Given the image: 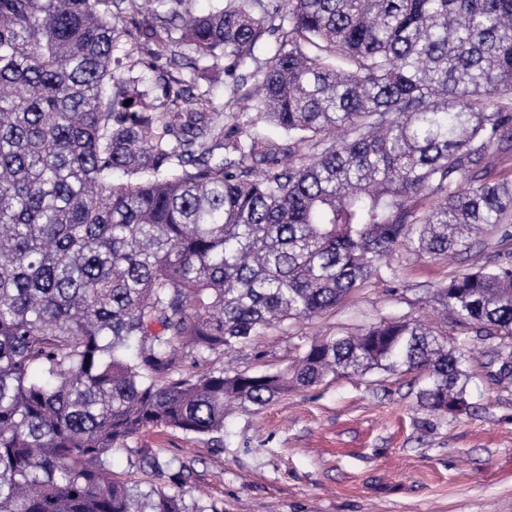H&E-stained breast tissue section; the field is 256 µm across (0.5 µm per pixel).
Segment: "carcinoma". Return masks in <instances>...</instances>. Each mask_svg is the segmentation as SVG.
Masks as SVG:
<instances>
[{
    "mask_svg": "<svg viewBox=\"0 0 512 512\" xmlns=\"http://www.w3.org/2000/svg\"><path fill=\"white\" fill-rule=\"evenodd\" d=\"M144 2L0 0V512H217L113 476L109 452L148 427L221 434L226 406L330 375L417 371L421 406L470 408L465 351L407 317L276 372L180 367L396 277L397 250L512 240V179L483 176L512 148V0H274V33L263 0ZM116 17L129 69L164 56L192 74L159 75L157 105L112 68ZM265 42L223 103L197 91L207 63L243 70ZM241 104L288 149L224 125ZM435 300L477 336H511L512 264L470 267ZM488 368L512 384L511 357Z\"/></svg>",
    "mask_w": 512,
    "mask_h": 512,
    "instance_id": "carcinoma-1",
    "label": "carcinoma"
}]
</instances>
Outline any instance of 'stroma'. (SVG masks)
<instances>
[{"mask_svg":"<svg viewBox=\"0 0 512 512\" xmlns=\"http://www.w3.org/2000/svg\"><path fill=\"white\" fill-rule=\"evenodd\" d=\"M491 256L512 261V246L493 231L454 262L397 251L389 259L396 279H371L324 315L270 329L220 358L239 370L277 371L315 340L417 318L471 352L470 413L421 407L415 371L330 377L262 407H227L218 441L143 430L113 451V473L135 477L145 451L183 461L184 480L166 469L151 484L185 488L217 512H512V384H493L485 369L494 353L512 350V338L476 336L434 299L449 277Z\"/></svg>","mask_w":512,"mask_h":512,"instance_id":"35a3bbf8","label":"stroma"}]
</instances>
